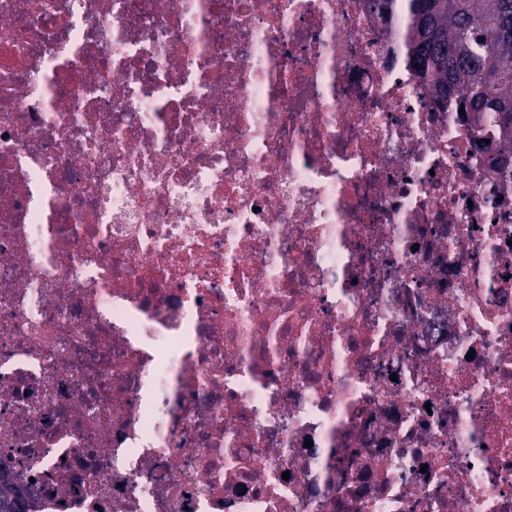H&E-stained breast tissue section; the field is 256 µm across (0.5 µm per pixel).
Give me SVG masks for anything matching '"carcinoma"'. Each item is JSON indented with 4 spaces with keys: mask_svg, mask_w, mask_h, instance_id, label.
Returning a JSON list of instances; mask_svg holds the SVG:
<instances>
[{
    "mask_svg": "<svg viewBox=\"0 0 512 512\" xmlns=\"http://www.w3.org/2000/svg\"><path fill=\"white\" fill-rule=\"evenodd\" d=\"M407 29L409 65L440 99L453 97L487 136L512 180V0H371Z\"/></svg>",
    "mask_w": 512,
    "mask_h": 512,
    "instance_id": "carcinoma-1",
    "label": "carcinoma"
}]
</instances>
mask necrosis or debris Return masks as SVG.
<instances>
[{
  "instance_id": "4bbe7bcc",
  "label": "necrosis or debris",
  "mask_w": 512,
  "mask_h": 512,
  "mask_svg": "<svg viewBox=\"0 0 512 512\" xmlns=\"http://www.w3.org/2000/svg\"><path fill=\"white\" fill-rule=\"evenodd\" d=\"M368 0H0V474L30 512H512V184Z\"/></svg>"
}]
</instances>
